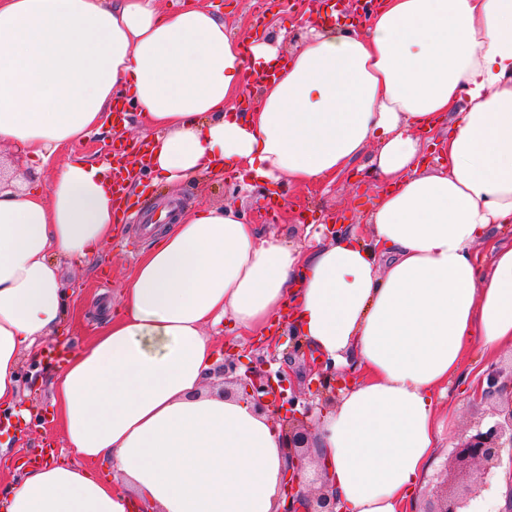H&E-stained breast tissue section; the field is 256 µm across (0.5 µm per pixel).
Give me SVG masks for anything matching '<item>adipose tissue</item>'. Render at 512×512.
<instances>
[{
  "mask_svg": "<svg viewBox=\"0 0 512 512\" xmlns=\"http://www.w3.org/2000/svg\"><path fill=\"white\" fill-rule=\"evenodd\" d=\"M274 68L236 110L245 65ZM128 96L156 128L147 169L188 181L317 184L369 143L388 183L356 231L301 248L233 208L179 214L140 260L122 310L56 375L71 463L25 472L5 512H276V425L205 387L203 327L287 321L360 376L323 415L313 453L340 512H414L453 414L439 399L467 353L512 346V0H381L364 30L321 23L280 59L184 0H0V145L41 171ZM443 163L420 162L419 131ZM109 161L71 159L48 183L0 173V406L23 352L66 315L57 259L99 251L120 221ZM102 463L108 477L92 469Z\"/></svg>",
  "mask_w": 512,
  "mask_h": 512,
  "instance_id": "ef3b65f1",
  "label": "adipose tissue"
}]
</instances>
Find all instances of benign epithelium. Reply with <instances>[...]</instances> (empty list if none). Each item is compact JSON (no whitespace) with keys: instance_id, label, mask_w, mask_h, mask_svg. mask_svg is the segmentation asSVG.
Wrapping results in <instances>:
<instances>
[{"instance_id":"benign-epithelium-1","label":"benign epithelium","mask_w":512,"mask_h":512,"mask_svg":"<svg viewBox=\"0 0 512 512\" xmlns=\"http://www.w3.org/2000/svg\"><path fill=\"white\" fill-rule=\"evenodd\" d=\"M310 373L322 394L319 402L302 396L288 365L273 372L270 361L261 356L242 371L239 355L227 348L213 370L224 383V396L232 393L230 386L238 387L253 401L256 412L280 425L282 448L288 457L283 483L286 505L281 512H296L297 503L303 505V512H337L336 498L326 491L327 471L318 469L310 475L308 466L315 447V417L336 403L340 380L347 372L314 359ZM472 403L493 405L494 420L486 425L479 421L462 432L452 450L461 480L453 485L443 482L422 504L421 512H467L486 476L501 464L502 452H512V367L506 371L489 366L474 389Z\"/></svg>"}]
</instances>
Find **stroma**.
<instances>
[{"label":"stroma","mask_w":512,"mask_h":512,"mask_svg":"<svg viewBox=\"0 0 512 512\" xmlns=\"http://www.w3.org/2000/svg\"><path fill=\"white\" fill-rule=\"evenodd\" d=\"M200 4L218 12L227 30L237 38H255L267 33L265 17L269 0H199ZM135 107H128L122 122L106 119L99 131L83 142L60 148L50 166L44 167L42 179H49L53 166L72 158L96 162L106 157L114 145L149 138L150 133L136 119ZM375 145H367L358 159L357 167L339 176L333 183L305 186L281 184L278 187L280 208L270 212L268 185L257 183L242 189L236 168L225 167L223 175L164 184L162 195H153L154 174L143 177L139 190L133 191L130 202L133 210L152 211L171 200H178L182 210L200 206H231L244 221L256 225L262 232H274L283 238L301 241L304 228L317 225H365L368 213L380 194L379 183L370 181L360 172L375 153ZM154 241L153 233L144 231L137 221L120 224L115 237L95 255L82 260L63 261L59 277L64 288L68 314L61 336L51 347L55 357L44 362L42 357L23 355L18 368L20 405L29 408L28 423L12 428L9 434L0 433V495L18 484L23 476L17 461L37 463L43 459L44 448H52L56 461L70 460L63 427L53 403L54 377L60 360L69 352L89 344L118 312L120 295L132 277L137 262ZM446 407L459 411L458 421L446 436L439 450L440 462L426 476L419 491V500H426L445 478L451 450L462 432L476 422H490L489 406H473L462 386H454L445 402Z\"/></svg>","instance_id":"obj_1"}]
</instances>
